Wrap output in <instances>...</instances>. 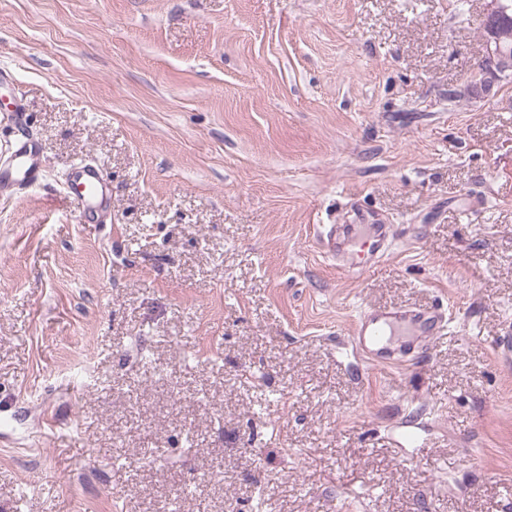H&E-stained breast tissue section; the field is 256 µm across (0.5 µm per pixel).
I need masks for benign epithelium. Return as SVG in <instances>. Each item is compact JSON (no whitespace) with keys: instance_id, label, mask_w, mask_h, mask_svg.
<instances>
[{"instance_id":"benign-epithelium-1","label":"benign epithelium","mask_w":512,"mask_h":512,"mask_svg":"<svg viewBox=\"0 0 512 512\" xmlns=\"http://www.w3.org/2000/svg\"><path fill=\"white\" fill-rule=\"evenodd\" d=\"M506 10L504 0H490L483 15V20L489 24V33L484 39L482 56L471 78L479 90L495 81L512 77V53L503 47L504 42L512 38V32L492 26Z\"/></svg>"}]
</instances>
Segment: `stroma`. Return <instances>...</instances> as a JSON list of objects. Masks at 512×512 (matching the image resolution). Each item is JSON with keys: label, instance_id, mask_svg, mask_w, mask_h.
<instances>
[{"label": "stroma", "instance_id": "stroma-1", "mask_svg": "<svg viewBox=\"0 0 512 512\" xmlns=\"http://www.w3.org/2000/svg\"><path fill=\"white\" fill-rule=\"evenodd\" d=\"M454 2L0 0V167L44 159L0 193V512H512V80L468 94ZM432 305L416 362L352 350ZM10 165L4 172L0 171V186H17L19 188L36 184L42 174V159L37 144L18 142L14 145ZM68 187L73 200L84 211L100 205L107 190L98 169L91 163H81L72 169ZM392 237L388 224H336L327 235L325 246L340 263L365 269L385 257ZM357 244L368 248L369 257L364 259L361 251L352 249ZM445 323L438 309L368 310L360 315L350 342L372 365L400 366L418 358Z\"/></svg>", "mask_w": 512, "mask_h": 512}]
</instances>
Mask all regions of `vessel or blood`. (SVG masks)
<instances>
[{"mask_svg": "<svg viewBox=\"0 0 512 512\" xmlns=\"http://www.w3.org/2000/svg\"><path fill=\"white\" fill-rule=\"evenodd\" d=\"M41 174L38 145L19 142L8 169L0 171V185L28 187L36 184ZM68 187L85 211L100 205L107 190L98 169L90 163L72 169ZM391 241L386 224H339L327 235L325 246L340 263L364 269L385 257ZM445 323V314L432 308L368 310L360 315L350 342L372 365L400 366L418 358Z\"/></svg>", "mask_w": 512, "mask_h": 512, "instance_id": "obj_1", "label": "vessel or blood"}]
</instances>
